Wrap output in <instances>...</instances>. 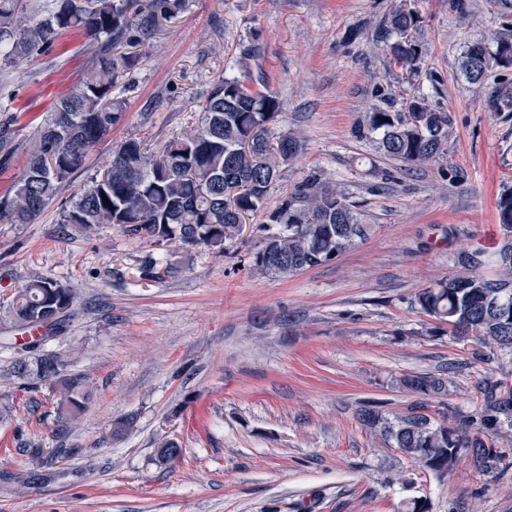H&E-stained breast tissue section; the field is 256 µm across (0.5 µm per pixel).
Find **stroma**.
Here are the masks:
<instances>
[{
  "mask_svg": "<svg viewBox=\"0 0 512 512\" xmlns=\"http://www.w3.org/2000/svg\"><path fill=\"white\" fill-rule=\"evenodd\" d=\"M423 24L416 75L391 65L374 35L396 0H188L186 10L140 49L124 93V121L91 151L87 166L29 224L0 223V304L30 279L75 294L67 328L47 343L87 376L93 399L63 459L66 481L36 488L0 482V512H401L411 498L429 512H512V471L499 477L461 460L445 476L423 471L360 424L366 403L403 414L418 395L413 373L443 375L449 410L471 412L487 378L512 381V350L490 363L439 330L415 296L459 272V254L506 238L496 202L512 187V114L490 111L486 91L460 68L468 43L512 35V19L487 0H407ZM264 47L252 77L283 102L279 130L304 149L266 200L275 208L302 172L319 170L343 190L372 230L336 259L280 279L252 270L279 225L255 215L223 248L184 250L128 239L114 224L75 234L63 209L122 143L150 150L194 126L214 81L238 75V43ZM93 63L74 31L50 52L0 64V195L22 173L26 151L53 103ZM424 95L451 117L446 159L405 168L357 131L361 113ZM16 411L0 424V474L15 447L44 432L46 392L0 384ZM131 418L114 440L112 422ZM182 448L176 465L158 444Z\"/></svg>",
  "mask_w": 512,
  "mask_h": 512,
  "instance_id": "1",
  "label": "stroma"
}]
</instances>
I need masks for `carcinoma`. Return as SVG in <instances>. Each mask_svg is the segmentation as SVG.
Instances as JSON below:
<instances>
[{
    "label": "carcinoma",
    "instance_id": "cac0c4a2",
    "mask_svg": "<svg viewBox=\"0 0 512 512\" xmlns=\"http://www.w3.org/2000/svg\"><path fill=\"white\" fill-rule=\"evenodd\" d=\"M185 9L186 0H51L33 17L21 0H0V59L7 63L53 48L66 30L85 33L95 47L92 68L49 112L29 145L23 173L0 196L1 224L31 223L84 167L90 151L125 117L126 102L118 89L141 64L134 49L153 40L162 23ZM421 23L416 10L399 3L380 36L390 64L411 74L424 52L414 36ZM263 53L254 36L239 45L245 67ZM509 66L512 38L499 40L493 50L476 40L463 54L462 69L472 84L480 85L493 70ZM249 80L247 73L242 79L224 77L213 83L200 122L158 153L143 150L135 140L123 143L77 191L62 223L84 236L102 224H115L132 240L176 241L187 250L221 247L238 237L246 219L263 208L282 168L301 151L293 133L270 140L269 123L280 115V100L266 89L251 87ZM487 104L493 112L511 114L512 85L492 87ZM449 126V113L435 111L415 94L399 109L390 104L366 113L362 132L375 138L385 157L412 168L447 154ZM496 211L498 223L511 233L512 189L500 194ZM267 223L283 230L255 253L252 269L279 278L333 260L365 240L369 231L345 194L316 169L293 184L267 214ZM461 262L469 273L435 281L416 295V303L422 313L473 342L476 360L488 361L490 352L512 349V247L465 251ZM74 302L73 290L56 280H29L14 293L0 331L26 334L48 322L47 334L53 335L70 321ZM12 377L29 389L48 388L57 447L44 448L33 437L20 443L16 453L21 470L9 475V481L38 486L62 480L66 472L57 463L72 454L67 442L92 399L87 377L70 371L65 355L28 342L6 373ZM402 385L425 404L391 418L367 404L358 412L359 422L434 474L447 473L461 458L487 473L505 471L506 443L512 444L503 435V427L512 429L511 383L485 381L477 407L467 415L451 416L441 401L448 395L445 378L408 375ZM435 399L439 409L431 415L426 402ZM181 454L176 441L166 440L158 446L156 459L169 464Z\"/></svg>",
    "mask_w": 512,
    "mask_h": 512
}]
</instances>
